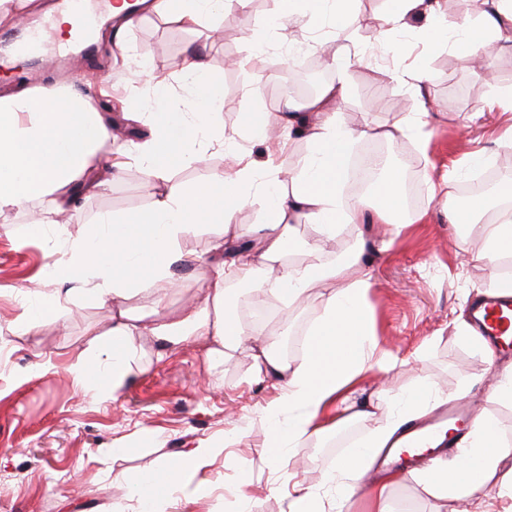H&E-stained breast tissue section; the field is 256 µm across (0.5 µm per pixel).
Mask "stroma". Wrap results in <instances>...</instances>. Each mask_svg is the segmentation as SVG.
I'll use <instances>...</instances> for the list:
<instances>
[{
  "instance_id": "stroma-1",
  "label": "stroma",
  "mask_w": 512,
  "mask_h": 512,
  "mask_svg": "<svg viewBox=\"0 0 512 512\" xmlns=\"http://www.w3.org/2000/svg\"><path fill=\"white\" fill-rule=\"evenodd\" d=\"M384 6V0H358L359 25L328 15L319 24L323 35L339 31L338 46L355 56L345 74H330L348 84L340 106L346 124L383 129L408 111L411 98L384 76L387 68L407 72L425 65L433 105L449 102L453 109L428 126L425 152L407 138L389 143L390 166L411 174L418 188L413 222L392 248H381V225H370L363 242L345 227L315 258L330 263L363 250L378 345L396 359L388 375L394 388L427 381L439 400L452 405L468 401L476 414L490 415L499 428L512 431V406L488 399L502 371L512 366V355H483L458 336L470 303L490 292L491 272L512 273V255L493 262L469 252L448 222L449 209L459 206L460 183H472L482 174L468 165L472 153L485 152L488 166L512 181V141L507 138L512 114L486 103L491 86L512 87V54L466 68L451 46L427 48L415 29L385 41L375 21ZM275 13V0H251L246 11L230 6L191 28L151 14L125 33L126 50L117 54L111 51L114 30L107 24L94 46L96 66H88L79 53L62 69L44 60L29 67L0 56V90L30 82L35 73L44 83H67L136 142L148 130L140 114L148 109L149 78L179 86V60L202 47L223 86L222 119L231 130L239 127L245 112H278L280 87H288L294 97L302 95L300 72L290 62L296 50L282 39ZM257 41L264 42L268 54L286 58L285 68L261 78L256 75L262 67L258 60L225 69V58L240 55ZM227 163L224 151L210 148L203 163L175 170L167 186L176 191L194 187ZM151 203L143 171L132 165L107 187L72 196L66 222L46 225L41 236L28 233L31 212L45 206L41 200L24 203L8 223H0V512H113L117 506L137 512L121 472L154 469L242 422L249 424L250 434L240 445L186 477L190 485H205L208 495L174 496L167 512H236L243 495L250 512H288L292 477L323 497L335 496L337 489L325 484L326 475L395 408L394 399L382 395L376 371L362 375L351 399L355 405L377 404L374 415L332 430L331 445L316 439L291 449L277 468L266 465L256 450L269 435L259 413L280 390L256 377L248 349L215 368L203 342L163 351L151 337L141 336L135 375L117 399L93 400L73 383L69 364L93 335L107 330L112 309L91 297L87 283H62L48 272L65 260L68 242L87 232L99 215L145 210ZM222 232L221 224H209L183 242L190 259L175 273L176 286L166 300L169 313L205 300L210 269L222 259L212 249ZM39 292L66 294L71 301L59 317L29 328L24 304ZM320 309L317 298L288 316L273 307L263 330L282 338H306ZM47 360L54 365L49 373L40 368Z\"/></svg>"
}]
</instances>
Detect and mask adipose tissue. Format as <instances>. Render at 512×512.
Here are the masks:
<instances>
[{
	"label": "adipose tissue",
	"mask_w": 512,
	"mask_h": 512,
	"mask_svg": "<svg viewBox=\"0 0 512 512\" xmlns=\"http://www.w3.org/2000/svg\"><path fill=\"white\" fill-rule=\"evenodd\" d=\"M445 2L387 0L376 23L382 34L389 35L408 27L410 19H422V38L433 45L450 43L465 64L512 51V0H466L465 10L450 29L441 24ZM277 4L281 27L291 33L311 31L327 13L352 22L359 19L356 0H277ZM224 6V0H158L156 9L171 23L192 26L223 13ZM181 76L185 96L180 101L166 82L152 84L149 137L132 153L113 151L114 138L104 117L88 97L72 89L21 83L0 91V218L41 197L51 206L39 221L53 223L75 187L97 188L102 169H109L115 179L128 161L142 168L145 187L153 197L150 208L100 217L71 241L65 261L53 271L59 281L95 275L93 295L112 306L106 357L85 352L69 367L73 381L95 399L115 398L131 379L137 337L148 334L174 346L204 340L214 361L241 348L252 332L232 306V284L258 279L257 300L272 297L288 309L298 308L312 291H322L323 311L310 328L304 357L295 362L282 359L279 342L270 339L252 354L257 377L284 389L262 409L271 431L258 454L276 464L290 449L331 428L325 418L328 406L335 399L348 398L364 373L373 369L385 373L394 364L389 353L379 350L369 321L370 283L361 252L334 263L303 265L283 259L295 242L287 230L290 221L317 227L319 240L310 246L314 252L320 250L322 240L335 237L337 227L364 223L366 199L343 196L338 179L352 144L370 136L373 129L352 128L339 119L336 107L348 91L344 81L326 85L303 102L287 96L280 105L282 131L301 135L310 151L298 169L285 155L262 165L240 149L238 137L244 131L253 140L267 141L269 114L244 113L240 130H224L216 120L223 105L222 88L210 72L206 54L197 51L186 57ZM388 77L409 82L413 110L387 129V137L421 136L433 119L426 72L418 70L406 78L392 71ZM213 146L232 156L230 170L212 173L182 192L164 191L174 170L199 162ZM254 196L262 203L260 222L237 224L238 211ZM500 199L492 207L475 203L474 217L467 221L456 212L448 214L462 240L480 241L483 257L493 260L512 253V195L504 193ZM216 216L224 224L219 239L224 259L213 268L206 302L164 319L133 314L128 302L141 291L155 293L156 307H163L173 269L186 260L181 240ZM429 391V385L421 383L397 393L402 419L425 412L431 403ZM402 419L378 427L363 446L338 459L328 479L343 488V496L328 503L318 492L301 488L291 496L289 512H348L349 496L356 492L370 512H395L389 493L410 481L436 499L470 501L474 512H485V499L493 491L512 500V449L501 439H490L481 420L471 430L465 451L440 463L436 471L389 472L367 481L377 449L385 446ZM245 433L239 426L227 429L155 471L128 473L124 480L146 512H166L185 471L213 464L226 448L241 443Z\"/></svg>",
	"instance_id": "1"
}]
</instances>
